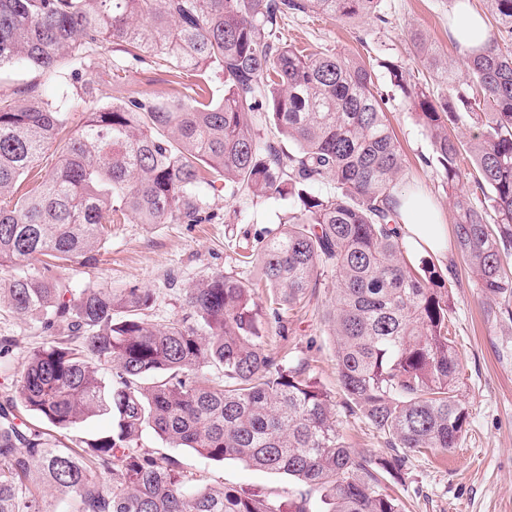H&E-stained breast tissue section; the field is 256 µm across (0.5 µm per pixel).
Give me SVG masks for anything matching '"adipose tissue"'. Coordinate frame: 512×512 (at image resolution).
Wrapping results in <instances>:
<instances>
[{"label": "adipose tissue", "mask_w": 512, "mask_h": 512, "mask_svg": "<svg viewBox=\"0 0 512 512\" xmlns=\"http://www.w3.org/2000/svg\"><path fill=\"white\" fill-rule=\"evenodd\" d=\"M448 34L469 53L479 51L489 39L483 18L467 9L459 10L450 20ZM397 211L406 241L435 255L447 250L445 228L439 223L434 206L425 197L417 193L405 194L400 198Z\"/></svg>", "instance_id": "adipose-tissue-1"}]
</instances>
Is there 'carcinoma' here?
<instances>
[{"instance_id":"carcinoma-1","label":"carcinoma","mask_w":512,"mask_h":512,"mask_svg":"<svg viewBox=\"0 0 512 512\" xmlns=\"http://www.w3.org/2000/svg\"><path fill=\"white\" fill-rule=\"evenodd\" d=\"M495 32L468 57L456 85L420 33L418 56L448 83L434 99L398 65L391 84L428 133L456 212L454 246L495 318L512 319V0H486ZM381 0H0V69L24 60L80 85L43 97L30 82L0 98V267L44 256L36 274L0 286V304L37 314L50 339L29 351L0 402V512H402L387 478L407 453L451 451L466 431L461 361L448 337L453 296L433 259L415 260L396 230L405 159L373 66L283 40L290 14L383 21ZM123 47L129 63L155 57L172 76L200 78L189 101L132 97L91 104L96 54ZM224 78V97L203 78ZM87 109L64 134L67 113ZM467 123L463 142L448 129ZM55 147L56 168L35 172ZM231 197L288 196L296 207L259 248L256 275L270 303L304 304L333 287L325 313L345 412L363 417L393 454L346 445L327 393L304 369L261 347L253 289L212 273L183 299L184 314L149 319L142 288H76L58 261L93 265L112 217L139 224L209 219L197 188ZM471 188L464 189V182ZM109 374H102V370ZM219 374L212 379L203 370ZM112 428L80 435L88 419ZM237 460L287 475L299 492L273 498L201 487L180 460L144 445Z\"/></svg>"}]
</instances>
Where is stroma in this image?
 <instances>
[{"instance_id": "1", "label": "stroma", "mask_w": 512, "mask_h": 512, "mask_svg": "<svg viewBox=\"0 0 512 512\" xmlns=\"http://www.w3.org/2000/svg\"><path fill=\"white\" fill-rule=\"evenodd\" d=\"M383 21H340L314 15H292L281 25L288 43L311 50L329 49L361 58L387 59L410 70L431 96L444 94L436 73L417 57L411 34L423 31L452 67L458 85L472 80L465 58L448 39V21L455 12L448 0H382ZM119 47L100 50L91 75L95 103L105 105L132 96L177 99L181 86L159 60L150 59L123 70ZM376 86L385 97L387 117L406 159L399 193L420 192L436 206L446 228H454L456 213L448 191L434 167L425 165L432 145L409 103L392 86L386 70L376 72ZM200 197L211 214L202 224H140L134 220L113 225L98 261L90 267L65 266L75 286L149 289L155 304L151 320L166 323L183 313V296L199 280L217 271L235 269L243 281L254 277L252 266L235 264L240 246H258L293 209L290 198L230 197L222 186L201 184ZM452 282V338L463 365L459 391L469 410L468 427L457 448L447 452L408 455L402 484L389 486L404 512H512V322L493 317V301L483 297L465 264H458ZM262 321L261 345L285 363L302 366L315 377L336 407V424L356 450L390 456L383 439L362 419L346 415L344 393L336 376L334 343L323 312L331 306L330 289H319L305 309L282 308L272 313L265 289L254 292ZM0 336L14 341L10 366H17L33 347L46 341L38 318L19 315L0 305ZM184 467L203 482L221 483L247 491L261 490L288 498L296 491L288 476L254 470L235 460L214 462L176 450Z\"/></svg>"}]
</instances>
